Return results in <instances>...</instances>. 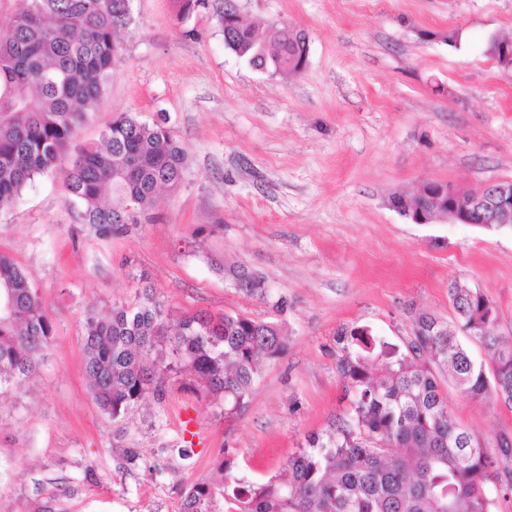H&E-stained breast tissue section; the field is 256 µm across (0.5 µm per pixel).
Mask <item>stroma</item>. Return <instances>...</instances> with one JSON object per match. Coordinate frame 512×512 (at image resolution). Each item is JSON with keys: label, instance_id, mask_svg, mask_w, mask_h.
<instances>
[{"label": "stroma", "instance_id": "1", "mask_svg": "<svg viewBox=\"0 0 512 512\" xmlns=\"http://www.w3.org/2000/svg\"><path fill=\"white\" fill-rule=\"evenodd\" d=\"M225 1L182 20L175 0H131L122 59L77 133L96 141L123 112L166 120L186 163L151 222L96 237L50 174L0 213V254L28 272L54 325L34 380L0 391V512H179L223 449L245 480L274 476L349 408L338 333L405 346L416 313L453 321L451 279L485 295L497 333L512 336V227L415 224L390 205L428 181L512 179V70L486 54L512 32V0H229L244 22L305 33L297 74L225 48ZM244 273L267 298L239 289ZM147 289L175 319L225 312L287 330L242 415L221 416L187 373L125 418L100 410L86 312ZM442 390L461 426L512 435V407ZM188 424L201 443L184 440Z\"/></svg>", "mask_w": 512, "mask_h": 512}]
</instances>
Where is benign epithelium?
<instances>
[{"label":"benign epithelium","instance_id":"obj_1","mask_svg":"<svg viewBox=\"0 0 512 512\" xmlns=\"http://www.w3.org/2000/svg\"><path fill=\"white\" fill-rule=\"evenodd\" d=\"M494 48L487 51L502 69L512 70V41L493 38ZM425 205L400 208L414 224H428L439 211L457 224H512V181L493 180L477 190L464 192L442 182H428L419 190Z\"/></svg>","mask_w":512,"mask_h":512}]
</instances>
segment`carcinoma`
Wrapping results in <instances>:
<instances>
[{
	"label": "carcinoma",
	"mask_w": 512,
	"mask_h": 512,
	"mask_svg": "<svg viewBox=\"0 0 512 512\" xmlns=\"http://www.w3.org/2000/svg\"><path fill=\"white\" fill-rule=\"evenodd\" d=\"M224 46L258 69L301 71L305 36L291 26L245 25L227 9L218 16ZM129 22L126 0H27L0 27V211L36 177H59L81 223L101 238L151 220L146 208L181 179L185 153L165 121L119 114L98 140L72 146L97 111ZM448 298L456 325L430 313L411 322L405 346L365 330L339 334L337 361L348 413L265 481L239 476L237 458L217 461L218 479L192 484L180 512H493L499 457L460 428L438 375L473 399L493 393L512 405V339L494 332L492 302L454 280ZM478 340L476 360L458 336ZM54 332L38 290L0 254V389H20L39 372ZM286 346L283 330L238 314H185L173 321L145 292L107 311L91 309L83 351L89 391L116 420L142 401L165 398L186 372L224 417L246 407L261 361Z\"/></svg>",
	"instance_id": "obj_1"
}]
</instances>
